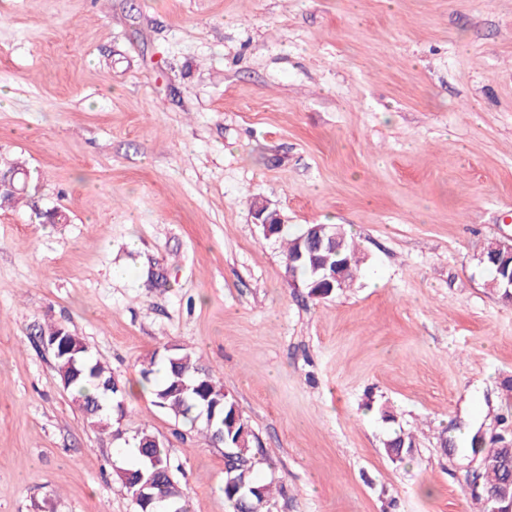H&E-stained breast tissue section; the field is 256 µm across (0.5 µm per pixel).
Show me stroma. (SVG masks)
<instances>
[{
  "instance_id": "35a3bbf8",
  "label": "stroma",
  "mask_w": 512,
  "mask_h": 512,
  "mask_svg": "<svg viewBox=\"0 0 512 512\" xmlns=\"http://www.w3.org/2000/svg\"><path fill=\"white\" fill-rule=\"evenodd\" d=\"M0 512H136L39 324L128 391L189 512L222 448L138 391L148 353L211 367L262 442L273 512H486L472 436L512 443V0H0ZM363 261L294 287L256 200ZM58 209L68 221L42 222ZM396 431L401 462L383 443ZM332 261H339L343 264L346 275L342 288L349 287L361 261L358 256L357 246L351 236L346 234L345 244L342 250L332 257ZM505 243H508L506 251L494 253L491 256H488L487 258H485V255L482 254L480 257V261L481 263L487 262L491 265H494L497 268L499 274L502 275L505 281V297H508V299H512V243ZM485 265L488 266L494 274V276L491 279L490 287L495 289L496 291H500L499 283L501 281V277L497 274L496 268L488 264Z\"/></svg>"
}]
</instances>
